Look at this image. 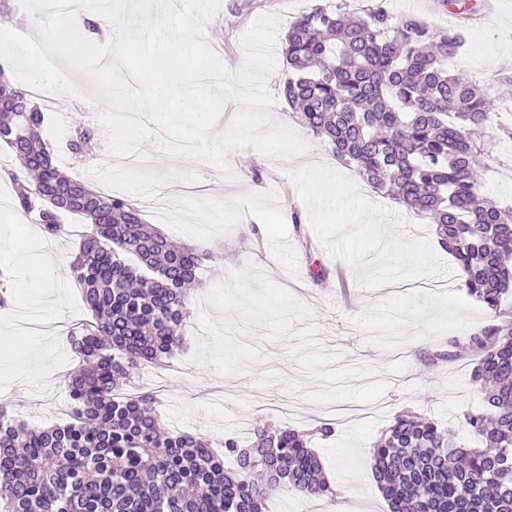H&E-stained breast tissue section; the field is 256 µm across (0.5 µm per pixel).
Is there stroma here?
I'll list each match as a JSON object with an SVG mask.
<instances>
[{
	"label": "stroma",
	"mask_w": 512,
	"mask_h": 512,
	"mask_svg": "<svg viewBox=\"0 0 512 512\" xmlns=\"http://www.w3.org/2000/svg\"><path fill=\"white\" fill-rule=\"evenodd\" d=\"M240 2L219 0L204 24L205 42L223 44L219 60L234 81L251 71L243 45L251 26L275 17L288 27L314 0H252L239 13ZM383 5L397 19L413 16L437 28L460 23L465 45L455 65L496 104L483 132L495 159L482 173L481 191L512 205V139L501 131L512 124V0ZM273 55L276 67L262 77L273 99L266 126L296 133L306 145L301 153L233 149L220 169L152 141L139 148L152 161L143 170L111 166L103 140L90 147L98 164L91 178L137 201L144 184H161L168 209L143 208L145 220L206 255L188 344L173 359L144 364L135 381L163 386L162 417L173 429L207 437H223L240 416L252 426L284 422L301 432L335 422L333 437L311 442L325 477L355 499L357 512H389L372 473L376 440L404 411L457 431L467 413L482 408L471 381L476 352L448 341L472 335L490 317L467 294L433 225L374 192L297 122L279 91L281 44ZM69 77L82 100L55 92L44 124L56 127L52 157L72 176L62 149L89 103L105 95L84 73ZM294 212L300 224H292ZM77 246L74 236L47 243L0 178V272H9L13 296L0 308V400L31 424L62 423L65 381L79 366L65 336L24 331L61 313L87 316L79 287L63 270ZM319 267L327 275L316 282L310 272Z\"/></svg>",
	"instance_id": "stroma-1"
}]
</instances>
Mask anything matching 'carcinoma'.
Returning a JSON list of instances; mask_svg holds the SVG:
<instances>
[{"label": "carcinoma", "instance_id": "obj_1", "mask_svg": "<svg viewBox=\"0 0 512 512\" xmlns=\"http://www.w3.org/2000/svg\"><path fill=\"white\" fill-rule=\"evenodd\" d=\"M457 25L396 20L379 0L303 11L284 35L281 93L297 120L374 191L435 225L463 286L491 314L466 339L485 411L465 417L468 447L426 417L401 414L373 449L374 477L391 512H512V206L479 192L482 140L494 101L448 70L463 46ZM0 110V152L17 209L47 238L62 216L87 221L65 274L91 317L70 334L83 368L68 381L69 419L38 427L0 406V512H266L282 486L311 498L337 492L309 433L268 425L250 445L166 427L160 394L121 393L144 363L183 347L202 255L146 223L132 200L63 174L41 136L44 112Z\"/></svg>", "mask_w": 512, "mask_h": 512}]
</instances>
